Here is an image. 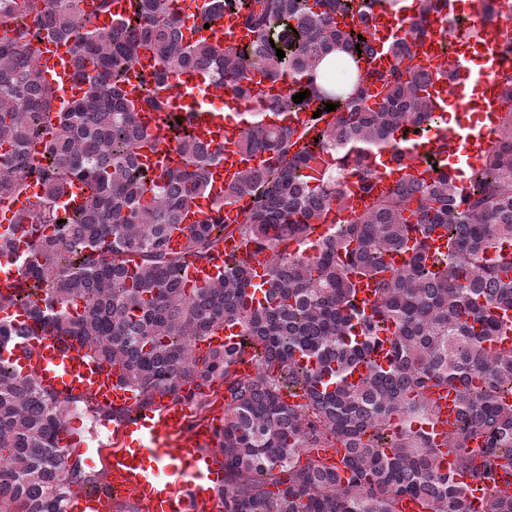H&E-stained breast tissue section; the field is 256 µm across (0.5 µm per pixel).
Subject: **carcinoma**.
I'll use <instances>...</instances> for the list:
<instances>
[{
    "mask_svg": "<svg viewBox=\"0 0 512 512\" xmlns=\"http://www.w3.org/2000/svg\"><path fill=\"white\" fill-rule=\"evenodd\" d=\"M112 2L99 0L97 12L112 16L102 27L80 0H0V210L32 182L44 189L0 232V256L27 241L15 288L0 293V312L21 310L0 317V512H66L80 475L59 443L70 405L4 356L47 328L115 368L133 392L131 407L82 401L94 417L120 421L165 397L202 408V387H224L222 512H400L406 497L425 512H469L464 486L439 466L442 447L494 482L485 512H512V346H497L512 330V255L502 253L512 245V103L498 116L502 145L466 189L443 173L429 183L406 173L378 193L368 165L385 151L404 156L442 126L427 93L433 77L403 67L442 0H415L402 37L385 45L386 71L359 68L378 54V38L342 30L336 17L375 5L396 15L399 0H205L200 24L228 8L252 36L222 48L184 40L177 0H132L125 17L112 15ZM43 37L74 41L71 77L83 93L61 106L35 64ZM143 48L157 68L141 79L142 111H166L152 86L188 70L244 101L255 75L288 78L244 120L239 147L267 155L265 166L239 170L190 224L221 149L174 120L182 166L157 175L139 162L147 134L123 84ZM336 50L343 76L334 81L318 67ZM376 84L385 95L373 107ZM314 106L320 117L301 128L265 120ZM353 173L364 211L311 238ZM75 186L83 202L60 204ZM244 197L249 206L224 215ZM233 236L244 254L188 286V267L211 265ZM256 253L269 258L258 306L249 302ZM401 253L402 267L387 263ZM360 287L371 290L367 310ZM226 327L240 341L200 357L196 342ZM245 355L255 372L243 377L234 363ZM448 389L459 421L437 444L423 425L431 395ZM284 390L305 402L284 400ZM323 448L342 450L335 464ZM477 454L497 474L480 470Z\"/></svg>",
    "mask_w": 512,
    "mask_h": 512,
    "instance_id": "1",
    "label": "carcinoma"
}]
</instances>
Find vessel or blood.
Segmentation results:
<instances>
[{"instance_id": "1", "label": "vessel or blood", "mask_w": 512, "mask_h": 512, "mask_svg": "<svg viewBox=\"0 0 512 512\" xmlns=\"http://www.w3.org/2000/svg\"><path fill=\"white\" fill-rule=\"evenodd\" d=\"M472 13L478 14L474 33L453 30L447 21L435 24L434 32L423 48L414 53L415 60L426 69L448 68L455 76L454 84L438 81L432 85L433 98H447L456 92V125L448 130V158L459 170L477 168L489 149L497 125L502 102L495 90V74L501 67L496 53L499 43L512 37V29L501 23L480 17L479 0H472ZM352 26L368 24L375 28L380 42H387L399 33L401 18L373 7L367 16L352 15ZM482 44L485 62L479 70H472L464 51L465 45ZM72 41L42 39L35 42V58L43 75L53 84L61 86L63 97L75 92L73 83L65 82L60 73L68 65ZM200 71L181 74L177 88L160 87L159 92L168 99L167 112L147 114L143 121L149 133L148 145L140 158L152 171L163 172L177 168L180 159L164 139L168 117H178L189 128L201 129L204 138L224 149V160L218 165L222 183H229L238 167L239 156L234 140L224 139L221 132L223 115L204 106H191L189 91L203 84ZM433 147L424 141L419 151L411 153L405 162H398L392 154H384L372 167L381 189L390 188L402 172H410L420 179H431L432 169L425 161ZM11 360L22 374L34 376L40 385L66 403L92 398L109 403L130 406L134 395L118 383L111 368L97 363L85 350L51 331H42L24 339L12 350ZM438 413L433 431L444 438L453 428L458 408L456 396L443 394L438 401ZM189 408L185 405L162 403L156 410L132 414L112 427V434L120 440L113 449L103 485L84 493L69 504V512H112L115 500L126 499L136 504L140 512H220V501L212 486L213 475L221 464L212 448L216 440L215 429L221 415L189 422ZM448 467L456 471L455 479L467 490L471 512H484L490 485L457 471L456 456L444 453Z\"/></svg>"}]
</instances>
